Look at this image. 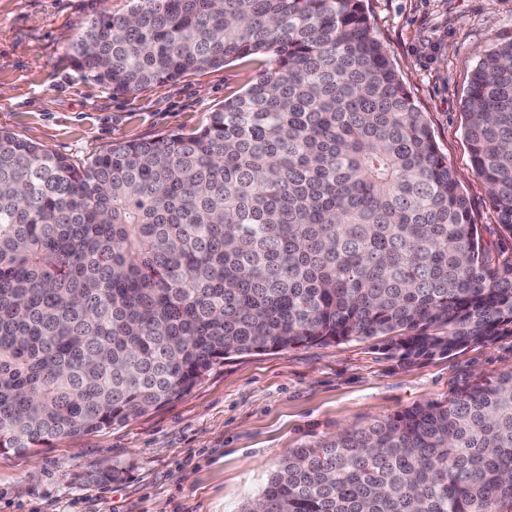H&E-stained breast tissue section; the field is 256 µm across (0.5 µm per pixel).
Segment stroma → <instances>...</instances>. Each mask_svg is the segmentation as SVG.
<instances>
[{
  "instance_id": "obj_1",
  "label": "stroma",
  "mask_w": 512,
  "mask_h": 512,
  "mask_svg": "<svg viewBox=\"0 0 512 512\" xmlns=\"http://www.w3.org/2000/svg\"><path fill=\"white\" fill-rule=\"evenodd\" d=\"M130 0H0V130L81 163L113 143L193 133L248 88L265 56L117 96L69 47L81 24ZM485 241L506 244L464 135L463 99L485 51L512 41V0H363ZM512 370V336L414 364L378 341L233 356L173 402L122 425L0 455V512H242L289 449L418 402H446ZM120 476L97 482L98 470Z\"/></svg>"
}]
</instances>
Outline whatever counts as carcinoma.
<instances>
[{
    "label": "carcinoma",
    "instance_id": "cac0c4a2",
    "mask_svg": "<svg viewBox=\"0 0 512 512\" xmlns=\"http://www.w3.org/2000/svg\"><path fill=\"white\" fill-rule=\"evenodd\" d=\"M129 94L253 55L195 132L78 165L0 131V448L121 425L231 356L381 339L407 362L512 332V254L468 197L362 0H131L85 22ZM512 235V41L463 100ZM243 512H512V371L288 451Z\"/></svg>",
    "mask_w": 512,
    "mask_h": 512
}]
</instances>
